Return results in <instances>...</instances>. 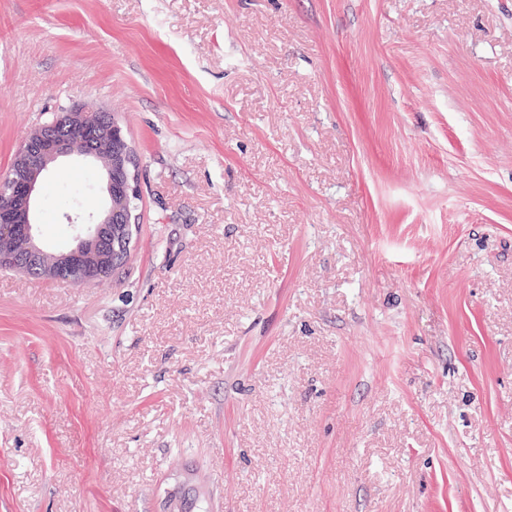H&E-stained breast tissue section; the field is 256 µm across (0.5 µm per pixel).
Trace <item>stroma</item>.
Here are the masks:
<instances>
[{
	"label": "stroma",
	"mask_w": 512,
	"mask_h": 512,
	"mask_svg": "<svg viewBox=\"0 0 512 512\" xmlns=\"http://www.w3.org/2000/svg\"><path fill=\"white\" fill-rule=\"evenodd\" d=\"M83 105L138 229L0 270V512H512V0H0V174Z\"/></svg>",
	"instance_id": "stroma-1"
}]
</instances>
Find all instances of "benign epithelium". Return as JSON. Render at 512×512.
Here are the masks:
<instances>
[{"mask_svg":"<svg viewBox=\"0 0 512 512\" xmlns=\"http://www.w3.org/2000/svg\"><path fill=\"white\" fill-rule=\"evenodd\" d=\"M92 127L99 131L94 143L86 139V131ZM119 131L120 128L112 123L104 111L75 108L64 113L61 120L41 125L28 134L17 153L14 173L18 177L8 174L0 178V197L15 198V202L0 215V223L25 225L23 252L4 258V262L18 272L26 273L34 269L39 275L55 280L74 260L80 258L91 271L89 280L95 281L104 275L109 260L99 244L103 233L122 214L123 208V200L112 191V167L106 166L101 170L107 195L105 208L87 219L67 216L74 232V244L57 254L55 261L48 265L42 263L45 246L36 220V203L45 177L61 159L81 158L97 168L101 152L112 147V138ZM125 161L128 193L135 196L139 190L137 163L129 147L125 150ZM124 224L127 234L135 232L131 225V214L124 215Z\"/></svg>","mask_w":512,"mask_h":512,"instance_id":"7a95c632","label":"benign epithelium"}]
</instances>
